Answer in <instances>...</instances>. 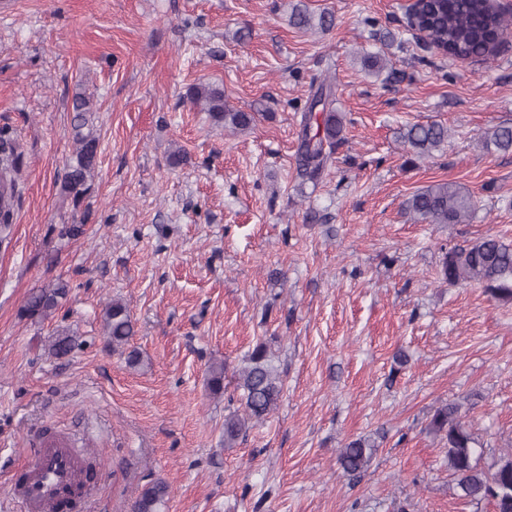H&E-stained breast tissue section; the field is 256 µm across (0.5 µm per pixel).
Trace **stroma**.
<instances>
[{"label":"stroma","mask_w":512,"mask_h":512,"mask_svg":"<svg viewBox=\"0 0 512 512\" xmlns=\"http://www.w3.org/2000/svg\"><path fill=\"white\" fill-rule=\"evenodd\" d=\"M296 2L0 0V133L22 154L0 242V512H20L8 483L41 437L93 457L88 512H129L157 478L166 512H493L458 498L428 423L466 400L482 465L512 448V304L439 275L442 248L512 240V154L480 144L512 126V34L490 61L444 58L406 30L410 0H304L334 15L326 32L291 27ZM370 55L385 71L365 67ZM316 79L335 87L343 142L311 184L296 145ZM198 83L255 127L225 130L187 102ZM79 93L99 147L76 202L62 177ZM430 122L447 142L410 154L401 134ZM443 181L476 200L468 220L404 213ZM68 224L83 235L63 237ZM59 280L54 317H23L29 292ZM115 297L134 321L135 368L105 344ZM61 334L76 345L57 358ZM260 342L282 398L228 448L234 373ZM359 437L375 448L352 477L337 455Z\"/></svg>","instance_id":"1"}]
</instances>
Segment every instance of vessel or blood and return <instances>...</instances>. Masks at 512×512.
I'll list each match as a JSON object with an SVG mask.
<instances>
[{
  "instance_id": "1",
  "label": "vessel or blood",
  "mask_w": 512,
  "mask_h": 512,
  "mask_svg": "<svg viewBox=\"0 0 512 512\" xmlns=\"http://www.w3.org/2000/svg\"><path fill=\"white\" fill-rule=\"evenodd\" d=\"M12 494L22 512H44L65 497L82 499V461L63 443H45L36 448L33 460L15 477Z\"/></svg>"
}]
</instances>
